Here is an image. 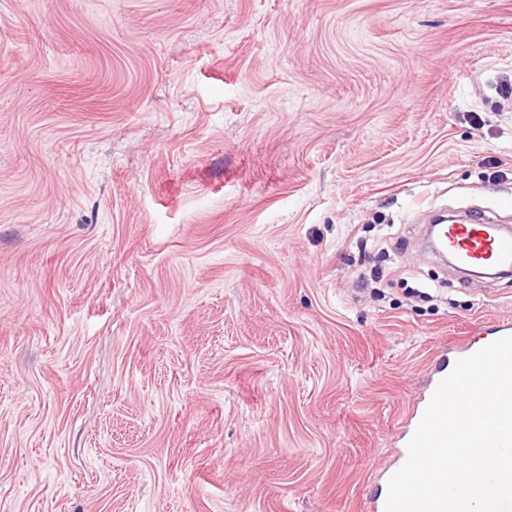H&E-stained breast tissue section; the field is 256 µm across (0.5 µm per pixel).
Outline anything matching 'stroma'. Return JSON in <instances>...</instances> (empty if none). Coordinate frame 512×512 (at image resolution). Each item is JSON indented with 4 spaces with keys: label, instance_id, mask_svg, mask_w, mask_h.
Masks as SVG:
<instances>
[{
    "label": "stroma",
    "instance_id": "1",
    "mask_svg": "<svg viewBox=\"0 0 512 512\" xmlns=\"http://www.w3.org/2000/svg\"><path fill=\"white\" fill-rule=\"evenodd\" d=\"M510 81L512 0H0V512H369Z\"/></svg>",
    "mask_w": 512,
    "mask_h": 512
}]
</instances>
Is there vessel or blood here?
I'll list each match as a JSON object with an SVG mask.
<instances>
[{"instance_id": "vessel-or-blood-1", "label": "vessel or blood", "mask_w": 512, "mask_h": 512, "mask_svg": "<svg viewBox=\"0 0 512 512\" xmlns=\"http://www.w3.org/2000/svg\"><path fill=\"white\" fill-rule=\"evenodd\" d=\"M443 243L463 265L490 266L503 271L512 269V232H491L490 223L484 216L476 214L463 222L445 225ZM506 336H512V321H502L485 330L483 338L464 337L439 356L416 408L407 419L403 440L412 438L435 389L451 373L456 362Z\"/></svg>"}]
</instances>
